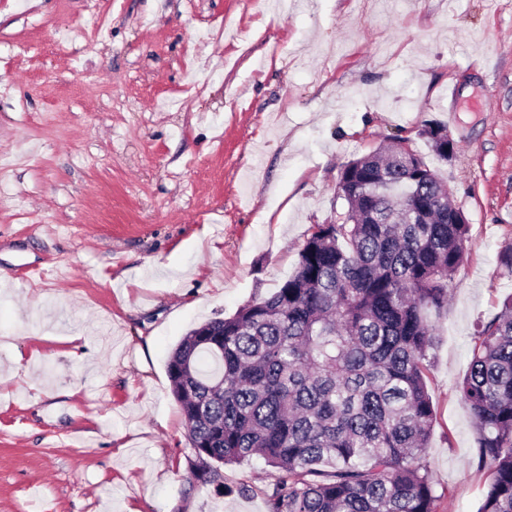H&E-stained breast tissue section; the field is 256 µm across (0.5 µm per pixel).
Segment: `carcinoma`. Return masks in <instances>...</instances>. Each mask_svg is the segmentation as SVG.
<instances>
[{
  "label": "carcinoma",
  "instance_id": "1",
  "mask_svg": "<svg viewBox=\"0 0 512 512\" xmlns=\"http://www.w3.org/2000/svg\"><path fill=\"white\" fill-rule=\"evenodd\" d=\"M445 128L426 126L442 160ZM387 145L341 165L347 209L315 224L295 272L229 318L191 329L168 375L189 441L212 464L254 455L281 475L268 512H437L423 462L435 419L427 390L430 313L467 259L469 225L416 152ZM411 205V222L387 220ZM489 482L478 512H512V297L479 325L458 382Z\"/></svg>",
  "mask_w": 512,
  "mask_h": 512
}]
</instances>
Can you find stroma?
<instances>
[{
	"label": "stroma",
	"mask_w": 512,
	"mask_h": 512,
	"mask_svg": "<svg viewBox=\"0 0 512 512\" xmlns=\"http://www.w3.org/2000/svg\"><path fill=\"white\" fill-rule=\"evenodd\" d=\"M280 3L0 0V512H267L263 458L198 480L169 356L273 293L396 136L469 224L425 462L437 512H477L456 386L512 295V0ZM443 131H447L446 128L438 124H431L425 126V128L419 132V135L427 139L437 157H439L441 160L446 161L452 157L455 151L454 146L452 147V149H450L448 141H450L453 145L455 144L449 134L447 141V135L444 134Z\"/></svg>",
	"instance_id": "obj_1"
}]
</instances>
